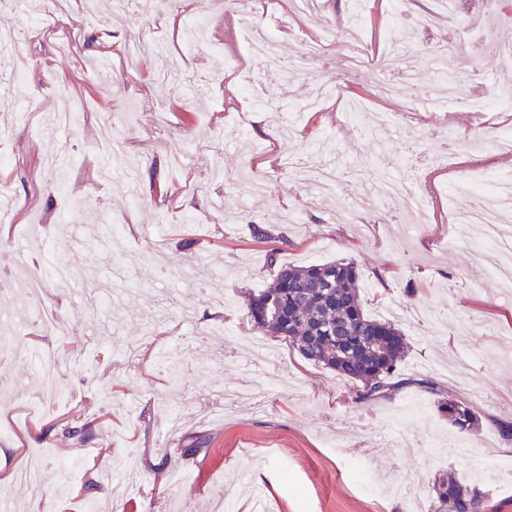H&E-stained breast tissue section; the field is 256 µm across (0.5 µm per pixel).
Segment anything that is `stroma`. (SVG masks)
I'll return each mask as SVG.
<instances>
[{
  "instance_id": "obj_1",
  "label": "stroma",
  "mask_w": 512,
  "mask_h": 512,
  "mask_svg": "<svg viewBox=\"0 0 512 512\" xmlns=\"http://www.w3.org/2000/svg\"><path fill=\"white\" fill-rule=\"evenodd\" d=\"M40 2L0 0V26L14 27L20 49L0 62V115L14 118L0 138L8 190L0 204L10 211L0 230L29 260H54L77 278L46 289L62 327L33 323L21 333L63 354L65 400L44 402L25 355L0 358V421L27 401L43 408L0 439L6 469L27 462L44 474L37 492L15 498L16 512H85L92 503L103 512L116 504L120 512H214L240 473L250 476L241 500L263 488L273 512H430L429 486L448 471L484 490L485 512H512V489L492 487L499 462L512 460L496 428L512 421V289L475 261L483 227L448 221L474 204L448 189L469 178V165L512 173V148L498 142L512 107L483 122L441 104L430 117L414 112L404 79L393 93L368 74L341 79L351 19L372 47L392 22L411 31L405 49L423 60L413 80L437 94L430 52L441 45L473 55L483 33L479 0L439 26L426 20L428 0H408L394 18L386 0H320L307 14L289 0L274 10L258 0L236 5L231 19L227 0H172L158 16L115 0H67L48 18ZM199 18L207 39L186 40ZM252 22L271 29L279 56L304 42L323 43L324 52L311 72L271 78L246 53ZM246 70L257 76L251 90L227 94ZM316 76L341 90L280 137L273 113L253 100H302ZM506 76L512 57L490 54L460 93L483 95ZM71 107L80 119L52 125L53 113ZM378 112L392 124L373 121ZM105 117L126 149L108 172L98 142ZM396 150L402 162L392 173L432 191L426 223L393 206L349 223L351 198ZM52 156L67 160L66 191L47 165ZM319 160L342 170L329 197L306 181ZM260 228L270 239H258ZM275 236L288 240L282 263L355 261L366 312L394 321L410 344L403 376L433 377L481 417L480 433H458L414 384L355 403L335 374L255 329L245 300L273 283ZM102 288L117 296L108 317L88 306ZM72 350L88 364L66 361ZM174 359L184 375L177 388L167 371ZM61 420L85 436L66 437L55 428ZM393 420L422 441L419 454L397 446ZM194 441L199 451L181 455ZM406 478L419 480L417 499L384 494Z\"/></svg>"
}]
</instances>
